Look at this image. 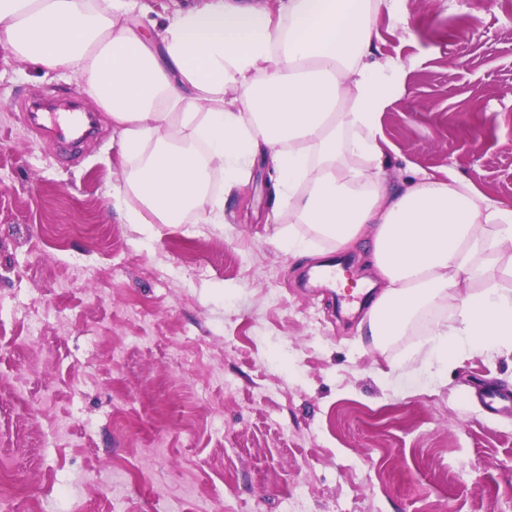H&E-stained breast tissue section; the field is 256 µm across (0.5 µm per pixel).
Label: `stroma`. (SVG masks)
I'll list each match as a JSON object with an SVG mask.
<instances>
[{
	"label": "stroma",
	"instance_id": "obj_1",
	"mask_svg": "<svg viewBox=\"0 0 512 512\" xmlns=\"http://www.w3.org/2000/svg\"><path fill=\"white\" fill-rule=\"evenodd\" d=\"M376 22L403 89L380 122L387 182L454 171L512 206V0H407ZM48 91L97 138L40 135ZM75 75L0 43V494L16 512H512V353L421 372L426 324L379 347L362 242L288 252L256 163L224 224L112 205L127 163Z\"/></svg>",
	"mask_w": 512,
	"mask_h": 512
}]
</instances>
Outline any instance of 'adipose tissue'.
I'll return each mask as SVG.
<instances>
[{
    "label": "adipose tissue",
    "instance_id": "adipose-tissue-1",
    "mask_svg": "<svg viewBox=\"0 0 512 512\" xmlns=\"http://www.w3.org/2000/svg\"><path fill=\"white\" fill-rule=\"evenodd\" d=\"M277 2L199 0L150 28L138 0H0V41L78 75L111 117L126 223H224L227 195L263 161L275 207L311 230L289 232L290 252L367 236L384 281L365 321L379 346L451 299L452 319H430L427 370L512 352V289L494 282L512 277V208L452 172H417L398 192L383 178L380 115L405 63L375 60L372 36L380 11L407 23L406 0Z\"/></svg>",
    "mask_w": 512,
    "mask_h": 512
}]
</instances>
